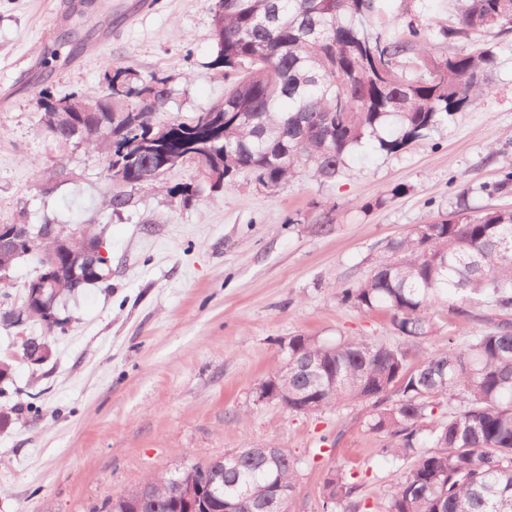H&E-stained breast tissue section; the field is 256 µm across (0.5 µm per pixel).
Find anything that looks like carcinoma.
Masks as SVG:
<instances>
[{
	"instance_id": "1",
	"label": "carcinoma",
	"mask_w": 512,
	"mask_h": 512,
	"mask_svg": "<svg viewBox=\"0 0 512 512\" xmlns=\"http://www.w3.org/2000/svg\"><path fill=\"white\" fill-rule=\"evenodd\" d=\"M277 6L275 24L267 23ZM512 26V0H454L448 43L473 40L471 50L444 53L429 28L418 23L405 0H213L212 68L224 80V98L187 118L156 120L170 98L167 80L112 64V79L95 97L98 111L75 120L84 142L101 150L110 206L132 203L131 190L150 185L196 157L198 183L169 190L183 204L204 187L222 189L242 172L273 191L303 172L325 182L344 174L348 156L371 141L387 154L431 140L448 118L472 108L491 86L496 46L487 37ZM170 131L157 137L159 130ZM168 150L170 165L144 179L146 160ZM490 196L512 191V170L484 186ZM468 190L457 194L448 219L418 224L384 246L387 258L370 276L339 288L342 302L390 314L399 342L367 336L332 343L315 336L288 339V377L274 367L288 411L313 414L337 405L369 403L367 427L384 435L383 452L411 460L393 486L387 512H512V209L474 211ZM112 267L47 288L29 320L48 330L63 328L61 298L111 279ZM488 324L468 343L448 347L419 364L409 346L431 337L445 311ZM463 403L448 416L435 408ZM173 473L108 499L103 512H176L165 487ZM178 477L210 484L217 492L202 512H283L271 493L279 485L293 498L295 459L281 448L272 460L241 454L239 466L209 459ZM360 484L338 465L328 471L321 512H359Z\"/></svg>"
}]
</instances>
